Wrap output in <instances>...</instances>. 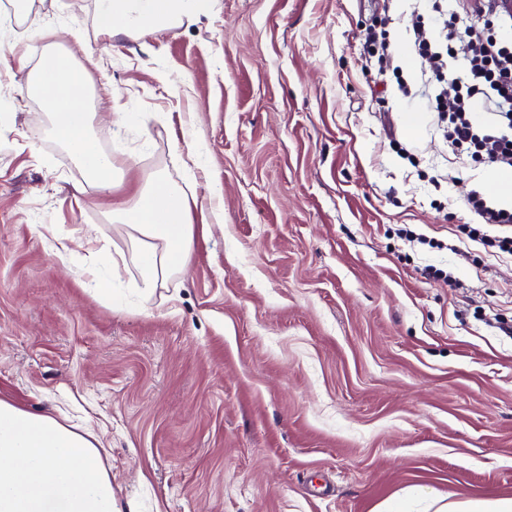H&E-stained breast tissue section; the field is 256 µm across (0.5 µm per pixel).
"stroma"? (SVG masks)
I'll list each match as a JSON object with an SVG mask.
<instances>
[{
  "label": "stroma",
  "instance_id": "stroma-1",
  "mask_svg": "<svg viewBox=\"0 0 512 512\" xmlns=\"http://www.w3.org/2000/svg\"><path fill=\"white\" fill-rule=\"evenodd\" d=\"M427 11L213 0L196 22L110 39L96 0L21 15L0 0L10 66L46 49L83 62L120 172L99 196L42 101L0 74V398L91 419L119 512L512 498V338L497 327L512 321V255L458 236L487 164L438 182L441 136L399 121V79L431 67L412 46ZM381 29L398 72L365 61ZM121 112L136 122L118 128ZM152 172L187 195L196 231L185 270L144 300L112 207ZM91 267L121 284L114 300L89 288Z\"/></svg>",
  "mask_w": 512,
  "mask_h": 512
}]
</instances>
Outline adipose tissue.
<instances>
[{"label":"adipose tissue","instance_id":"adipose-tissue-1","mask_svg":"<svg viewBox=\"0 0 512 512\" xmlns=\"http://www.w3.org/2000/svg\"><path fill=\"white\" fill-rule=\"evenodd\" d=\"M211 0H97L100 34L113 38L194 21ZM74 53L42 52L19 80L51 114L50 134L74 157L101 193L111 191L114 166L92 134L90 94ZM136 244L142 296L183 271L194 243L187 196L162 175L148 176L133 205L113 207ZM0 512H118L101 443L91 428L77 431L49 414L0 399Z\"/></svg>","mask_w":512,"mask_h":512}]
</instances>
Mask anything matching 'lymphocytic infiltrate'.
Here are the masks:
<instances>
[{
  "label": "lymphocytic infiltrate",
  "instance_id": "obj_1",
  "mask_svg": "<svg viewBox=\"0 0 512 512\" xmlns=\"http://www.w3.org/2000/svg\"><path fill=\"white\" fill-rule=\"evenodd\" d=\"M464 12L471 19L464 27L432 16L438 40L427 38L423 29L414 31L418 56L437 63L424 89L426 108L454 162L481 158L512 168V38L495 30L504 11L499 0H468ZM457 41L471 45L472 53L464 73L452 77L446 57ZM465 206L475 221L460 225V234L495 253L512 255L511 235L486 232L490 226H511L512 208L496 206L479 188L468 194Z\"/></svg>",
  "mask_w": 512,
  "mask_h": 512
}]
</instances>
